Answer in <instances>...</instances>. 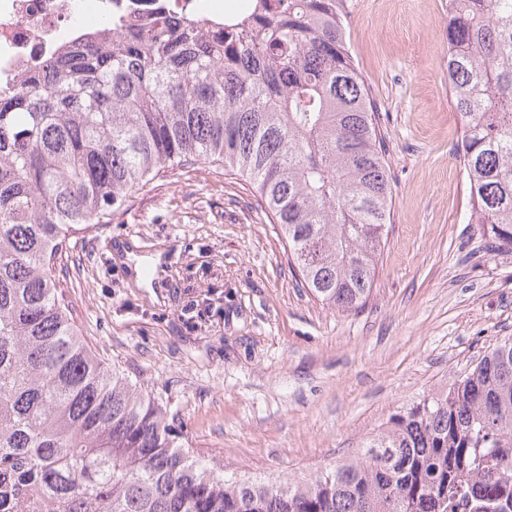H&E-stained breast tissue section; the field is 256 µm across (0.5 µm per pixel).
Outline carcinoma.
<instances>
[{"label": "carcinoma", "instance_id": "obj_1", "mask_svg": "<svg viewBox=\"0 0 512 512\" xmlns=\"http://www.w3.org/2000/svg\"><path fill=\"white\" fill-rule=\"evenodd\" d=\"M347 8L115 18L0 95V512H512V336L354 459L258 484L176 444L162 406L86 345L53 275L70 231L161 171L221 162L280 226L302 286L361 308L392 191ZM445 40L470 220L511 251L512 0H448Z\"/></svg>", "mask_w": 512, "mask_h": 512}]
</instances>
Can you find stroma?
Here are the masks:
<instances>
[{
	"label": "stroma",
	"mask_w": 512,
	"mask_h": 512,
	"mask_svg": "<svg viewBox=\"0 0 512 512\" xmlns=\"http://www.w3.org/2000/svg\"><path fill=\"white\" fill-rule=\"evenodd\" d=\"M385 135L388 239L358 310L318 302L278 225L219 164L177 167L58 261L75 323L227 477L305 482L512 336V253L469 221L448 93V0H348ZM145 258L134 272L136 258Z\"/></svg>",
	"instance_id": "35a3bbf8"
}]
</instances>
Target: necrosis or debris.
<instances>
[{
  "instance_id": "necrosis-or-debris-1",
  "label": "necrosis or debris",
  "mask_w": 512,
  "mask_h": 512,
  "mask_svg": "<svg viewBox=\"0 0 512 512\" xmlns=\"http://www.w3.org/2000/svg\"><path fill=\"white\" fill-rule=\"evenodd\" d=\"M213 0H0V93L17 92L31 70L77 34L99 30L114 13L166 9L211 12Z\"/></svg>"
}]
</instances>
